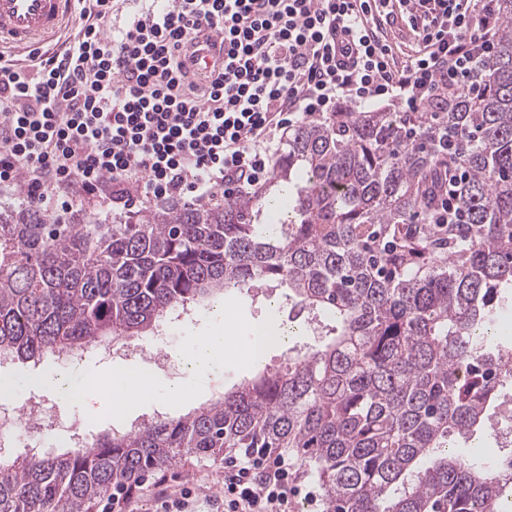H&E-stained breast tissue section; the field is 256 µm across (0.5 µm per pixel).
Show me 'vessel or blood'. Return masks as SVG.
Masks as SVG:
<instances>
[{"label":"vessel or blood","instance_id":"vessel-or-blood-1","mask_svg":"<svg viewBox=\"0 0 512 512\" xmlns=\"http://www.w3.org/2000/svg\"><path fill=\"white\" fill-rule=\"evenodd\" d=\"M72 3L73 0H0V41L23 53L38 41L56 37ZM206 40L207 48L194 58V69L201 75L224 63L222 34L207 31Z\"/></svg>","mask_w":512,"mask_h":512}]
</instances>
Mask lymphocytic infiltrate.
I'll list each match as a JSON object with an SVG mask.
<instances>
[{
    "mask_svg": "<svg viewBox=\"0 0 512 512\" xmlns=\"http://www.w3.org/2000/svg\"><path fill=\"white\" fill-rule=\"evenodd\" d=\"M426 37L397 64L391 10L364 0H76L82 28L28 66L0 54V190L26 206L71 209L81 193L120 211L248 193L270 174L282 130L383 101L402 112L445 104L473 82L500 22L497 0H411ZM205 29L224 68H192ZM292 462L224 460V512H294Z\"/></svg>",
    "mask_w": 512,
    "mask_h": 512,
    "instance_id": "1",
    "label": "lymphocytic infiltrate"
}]
</instances>
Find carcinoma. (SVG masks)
Here are the masks:
<instances>
[{"mask_svg":"<svg viewBox=\"0 0 512 512\" xmlns=\"http://www.w3.org/2000/svg\"><path fill=\"white\" fill-rule=\"evenodd\" d=\"M470 91L443 112H335L292 131L268 198L160 206L135 224L0 208V360L152 336L256 280L313 331L280 367L89 446L0 457V512H89L184 456L286 448L321 512H508L512 474L448 452L512 384V0ZM455 166L448 233L432 222Z\"/></svg>","mask_w":512,"mask_h":512,"instance_id":"1","label":"carcinoma"}]
</instances>
